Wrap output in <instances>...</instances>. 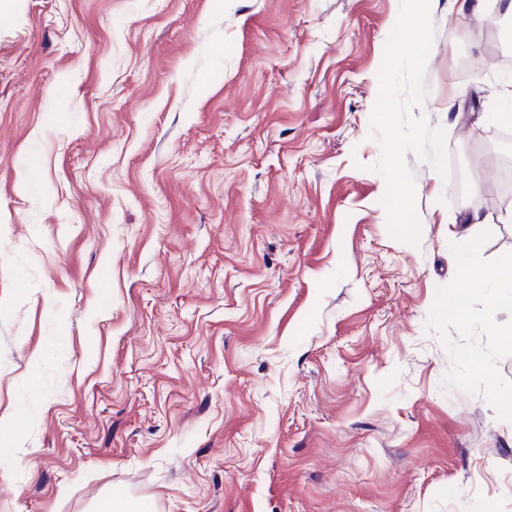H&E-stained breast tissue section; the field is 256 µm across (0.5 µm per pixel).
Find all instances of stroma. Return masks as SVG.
<instances>
[{"label":"stroma","mask_w":512,"mask_h":512,"mask_svg":"<svg viewBox=\"0 0 512 512\" xmlns=\"http://www.w3.org/2000/svg\"><path fill=\"white\" fill-rule=\"evenodd\" d=\"M431 10L413 245L369 136L400 0H0V512H512V301L451 310L512 261V39ZM493 278L498 288H505L512 293V262L502 266L496 273L490 275L485 271H475L467 275L464 281V288L455 303V311L459 313L462 321H467L471 317V313L463 306V303L475 292L485 290L487 280Z\"/></svg>","instance_id":"35a3bbf8"}]
</instances>
